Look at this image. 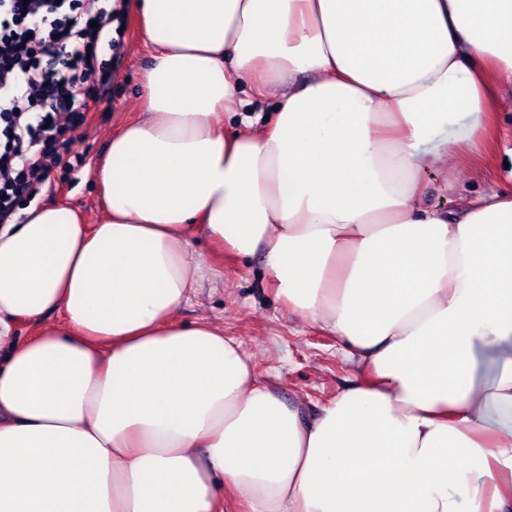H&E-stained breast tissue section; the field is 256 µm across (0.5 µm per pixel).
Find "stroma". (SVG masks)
<instances>
[{
  "label": "stroma",
  "mask_w": 512,
  "mask_h": 512,
  "mask_svg": "<svg viewBox=\"0 0 512 512\" xmlns=\"http://www.w3.org/2000/svg\"><path fill=\"white\" fill-rule=\"evenodd\" d=\"M114 45H101L102 60L110 63L115 77L107 92L90 102L87 124L76 131L67 149L74 168L52 172L36 205L49 202L77 205L97 219V200L91 192L92 169L112 135L137 115L142 75L150 63L135 17L120 20ZM453 179L456 189L445 188ZM428 205L453 209L457 191L476 194L484 183L474 181L468 165L424 172ZM195 259L209 261L217 277L208 278L184 305L177 317L189 325L200 318L223 324L254 360L257 374L284 399H302L310 411L332 402L337 393L353 384L358 373L345 360L334 336L320 324L292 313L277 295L274 278L262 255H235L196 235L191 248Z\"/></svg>",
  "instance_id": "35a3bbf8"
}]
</instances>
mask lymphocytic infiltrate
I'll return each instance as SVG.
<instances>
[{
    "label": "lymphocytic infiltrate",
    "instance_id": "lymphocytic-infiltrate-1",
    "mask_svg": "<svg viewBox=\"0 0 512 512\" xmlns=\"http://www.w3.org/2000/svg\"><path fill=\"white\" fill-rule=\"evenodd\" d=\"M118 19L97 0H0V224L71 168L63 137L86 120L73 94L92 75L111 83L99 45Z\"/></svg>",
    "mask_w": 512,
    "mask_h": 512
}]
</instances>
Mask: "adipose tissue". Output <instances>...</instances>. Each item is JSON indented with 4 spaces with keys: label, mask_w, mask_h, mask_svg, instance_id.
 Instances as JSON below:
<instances>
[{
    "label": "adipose tissue",
    "mask_w": 512,
    "mask_h": 512,
    "mask_svg": "<svg viewBox=\"0 0 512 512\" xmlns=\"http://www.w3.org/2000/svg\"><path fill=\"white\" fill-rule=\"evenodd\" d=\"M131 9L144 116L95 165L98 223L0 224V512H512V197L441 210L421 178L484 177L512 0ZM246 91L274 114L226 132ZM458 113L478 121L434 140ZM195 230L262 254L360 378L309 416L221 325L178 322Z\"/></svg>",
    "instance_id": "ef3b65f1"
}]
</instances>
